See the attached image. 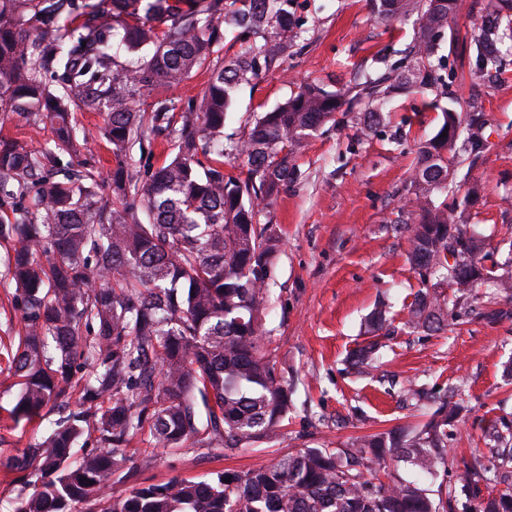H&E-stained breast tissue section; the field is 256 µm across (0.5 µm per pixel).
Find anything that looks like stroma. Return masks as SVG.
<instances>
[{"instance_id":"stroma-1","label":"stroma","mask_w":512,"mask_h":512,"mask_svg":"<svg viewBox=\"0 0 512 512\" xmlns=\"http://www.w3.org/2000/svg\"><path fill=\"white\" fill-rule=\"evenodd\" d=\"M301 37L287 57L237 88L225 138L246 134L263 112L284 102L305 82L330 91L354 86L359 75H380L399 62L418 32L416 17L380 23L370 0H296ZM491 0H463V7L438 40L444 84L395 98L369 135H362L354 114L337 113L308 140L297 164L300 179L261 209L258 221L280 231L266 328L271 347L292 389L293 406L283 436L224 452L189 446L159 450L146 458L142 441L129 456L139 463L138 480L158 483L172 476L211 478L224 470H243L273 461L299 448H335L365 434L426 422L431 409L402 399L414 383L430 391L457 390L462 411L448 430V464L485 452L483 430L496 417L512 413V297L497 299V317L464 315L430 336L403 330L406 306L419 288L395 230L407 215L410 176L418 144L433 137L443 111L481 112L487 119L489 148L476 172L484 188L472 207V221L497 261L512 258V36L502 35L499 66L476 65L477 24ZM245 48L226 39L215 48L209 67L192 72L173 96L177 107L199 99L212 67ZM78 127L93 133L82 157L109 174L114 161L100 133L103 118L93 112L73 115ZM0 137L31 150L53 144L50 125L0 113ZM398 325L383 338L374 368L358 371L352 353L369 340L367 320L377 307Z\"/></svg>"}]
</instances>
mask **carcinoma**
Here are the masks:
<instances>
[{"label":"carcinoma","instance_id":"obj_1","mask_svg":"<svg viewBox=\"0 0 512 512\" xmlns=\"http://www.w3.org/2000/svg\"><path fill=\"white\" fill-rule=\"evenodd\" d=\"M372 2L384 24L417 16L414 66L367 76L351 97L307 83L226 142L234 89L299 37L294 0H0V112L47 120L55 132L40 153L0 138V241L12 244L7 275L20 321L17 343L0 355L19 379L7 419L30 423L49 406L59 413L47 437L0 464V480L16 489L13 512H445L448 486L439 484L434 499L402 478L377 482L371 470L448 471L446 392L420 427L302 448L208 480L174 476L114 492L117 473L135 477L127 448L139 436L154 449L233 451L272 441L288 420L292 391L266 328L281 239L256 222L259 208L288 192L310 132L336 113L364 101L369 126L392 94L442 80L436 37L458 8L457 0ZM229 34L248 46L212 70L198 101L179 112L170 97L148 114L136 109L144 90H176ZM495 36L489 19L475 40L483 67L496 63ZM75 109L103 116L116 162L107 179L93 165L57 178L63 157L87 149L89 132L70 121ZM483 125L478 113L446 108L417 150L414 221L396 225L422 285L404 322L416 332L448 325L445 285L458 300L482 288L512 291V264L466 235L478 181L456 211L436 201L461 157L486 149ZM147 127L173 139L163 163L138 181L126 158L144 145ZM228 160L245 162V179L224 174ZM370 333L391 336L395 327L379 311ZM379 348L371 341L356 350V366H371ZM485 436L492 469L465 462L455 474L463 512H512V420L498 418Z\"/></svg>","mask_w":512,"mask_h":512}]
</instances>
